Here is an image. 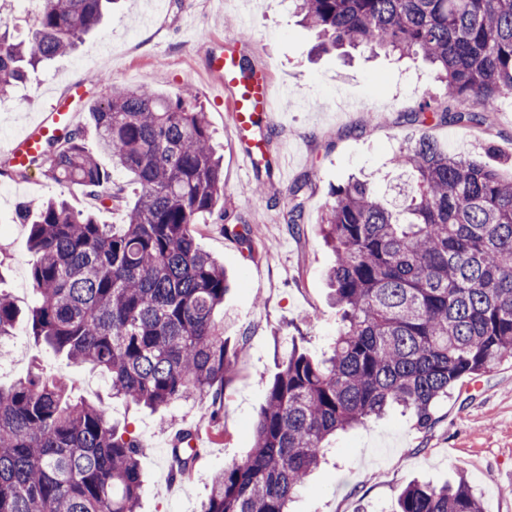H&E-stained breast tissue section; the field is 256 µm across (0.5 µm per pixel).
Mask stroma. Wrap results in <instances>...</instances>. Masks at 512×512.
I'll use <instances>...</instances> for the list:
<instances>
[{"instance_id": "stroma-1", "label": "stroma", "mask_w": 512, "mask_h": 512, "mask_svg": "<svg viewBox=\"0 0 512 512\" xmlns=\"http://www.w3.org/2000/svg\"><path fill=\"white\" fill-rule=\"evenodd\" d=\"M214 53L246 58L255 74L273 85L276 121L265 130L266 167L246 173L231 120L214 96V77L200 41ZM315 32L299 23L288 0H120L84 43L31 74L0 101V162L11 140L52 98L72 82L87 79L85 97H104L115 84L149 85L176 96L196 95L207 111L215 142L224 154L223 220L197 227L201 247L223 262L229 290L217 316L224 334L244 340L220 417L207 404L174 405L165 417L113 399L101 375L77 367L36 344L28 314L35 302L29 276V227L20 205L66 196L99 223L121 224L124 208L87 196L30 170L26 178L0 175L10 186L0 196V289L19 310L16 363L0 372V385L26 377L33 364L68 378L74 396L108 407L119 428L142 446L145 480L139 512H200L212 477L245 458L254 443L257 415L269 381L293 346L318 356L339 325L326 271L334 255L320 234V217L332 189L357 176L376 194L397 201L406 180L391 160L399 147L427 132L441 147L491 165L512 160V100L483 124L420 128L410 115L427 98L446 90L422 59L369 56L362 48L314 53ZM495 151H484L485 142ZM263 193H254L256 183ZM305 184V223L288 222L292 190ZM201 432V454L191 473L173 478L169 448L179 430ZM465 476L484 512H512V360L458 384L434 408L425 430L394 411L333 439L325 461L295 495L291 512H390L412 481L436 484Z\"/></svg>"}]
</instances>
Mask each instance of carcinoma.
<instances>
[{"mask_svg": "<svg viewBox=\"0 0 512 512\" xmlns=\"http://www.w3.org/2000/svg\"><path fill=\"white\" fill-rule=\"evenodd\" d=\"M320 48L422 57L448 89V109L424 101L414 121L476 122L512 95V0H290ZM112 0H42L28 41L0 20V98L43 62L67 53ZM101 152L138 187L126 223L100 224L64 198L24 205L30 224L35 340L99 372L112 397L164 413L175 403L224 405L244 343L216 321L228 281L196 242V225L224 192L203 105L194 96L117 86L86 104ZM408 170L405 204L388 205L351 179L332 193L320 231L335 254L328 272L341 322L320 358L294 348L270 382L248 456L211 483L202 512H288L329 440L392 409L419 429L464 378L512 358V180L443 151L422 133L392 158ZM65 185L124 202L72 127L48 138L28 165ZM302 183L289 222L304 223ZM17 309L0 290V344ZM193 432L171 448L172 470L191 472ZM140 447L105 407L74 397L42 370L0 386V512H138ZM391 512H483L464 478L414 482Z\"/></svg>", "mask_w": 512, "mask_h": 512, "instance_id": "1", "label": "carcinoma"}]
</instances>
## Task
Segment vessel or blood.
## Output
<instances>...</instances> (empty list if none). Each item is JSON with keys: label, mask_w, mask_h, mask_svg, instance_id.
Returning a JSON list of instances; mask_svg holds the SVG:
<instances>
[{"label": "vessel or blood", "mask_w": 512, "mask_h": 512, "mask_svg": "<svg viewBox=\"0 0 512 512\" xmlns=\"http://www.w3.org/2000/svg\"><path fill=\"white\" fill-rule=\"evenodd\" d=\"M201 52L207 53L210 61L209 71L217 78L221 87H232L237 91L235 99L229 102L228 110L232 124L243 146L240 158L246 169H253L259 153L264 152V142L248 139L247 134L252 129L263 128L273 124L274 113L270 107L272 85L266 78H254L250 82H240L235 69L233 58L211 54L208 43H200ZM85 86L84 81L73 82L67 95L57 97L49 109L43 112L35 123L19 138L10 150L14 164H27L30 156L38 153L44 140L51 135H58L75 121L77 110L71 107L70 100L80 95Z\"/></svg>", "instance_id": "vessel-or-blood-1"}]
</instances>
